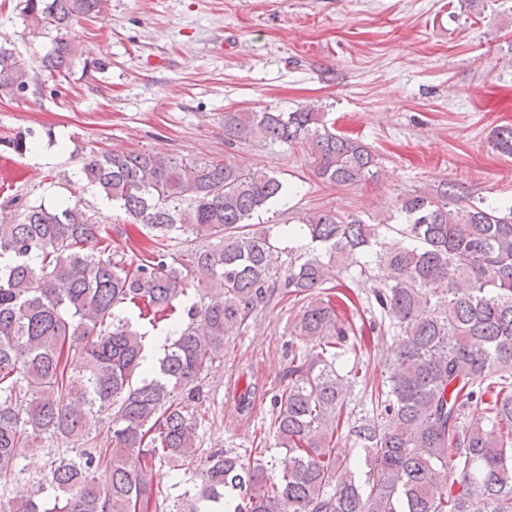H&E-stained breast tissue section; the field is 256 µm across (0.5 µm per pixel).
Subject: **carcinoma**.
<instances>
[{
    "label": "carcinoma",
    "mask_w": 512,
    "mask_h": 512,
    "mask_svg": "<svg viewBox=\"0 0 512 512\" xmlns=\"http://www.w3.org/2000/svg\"><path fill=\"white\" fill-rule=\"evenodd\" d=\"M108 5L25 0V21L56 32L50 76L73 67L75 24ZM27 86L25 62L0 46V95ZM247 141L302 145L330 185L358 186L377 165L314 105L224 113V144ZM494 143L512 155V126ZM81 172L151 242L126 262L77 204L25 206L0 225V512H512V203L443 183L397 194L381 218L318 209L285 252L289 229L253 223L289 192L274 173L149 150L92 154ZM181 236L184 259L165 250ZM346 279L374 299L370 331L393 340L374 385L351 360L364 336L325 294ZM276 294L301 304L294 331L312 344H288L280 468L246 448L204 450L199 435L207 371ZM126 308L169 326L151 371ZM360 384L372 415L354 420L346 395ZM343 427L356 450L340 446ZM20 448L46 449L40 474ZM157 467L179 480H156Z\"/></svg>",
    "instance_id": "obj_1"
}]
</instances>
